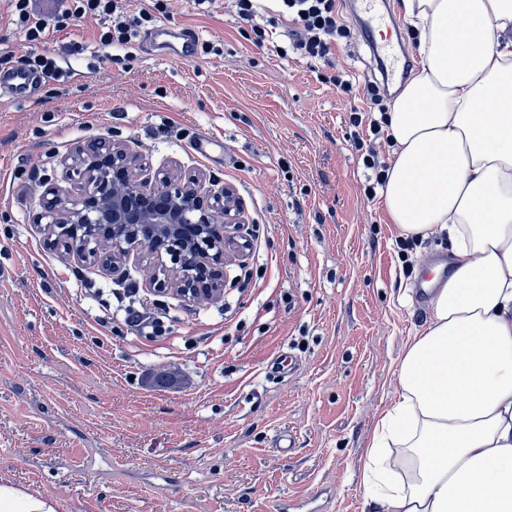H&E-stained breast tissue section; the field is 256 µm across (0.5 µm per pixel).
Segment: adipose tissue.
Masks as SVG:
<instances>
[{
    "mask_svg": "<svg viewBox=\"0 0 512 512\" xmlns=\"http://www.w3.org/2000/svg\"><path fill=\"white\" fill-rule=\"evenodd\" d=\"M421 67L390 105L381 191L452 271L397 367L364 486L382 512H512V0H403ZM0 512L56 503L0 479Z\"/></svg>",
    "mask_w": 512,
    "mask_h": 512,
    "instance_id": "ef3b65f1",
    "label": "adipose tissue"
}]
</instances>
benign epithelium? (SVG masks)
Masks as SVG:
<instances>
[{
    "instance_id": "benign-epithelium-1",
    "label": "benign epithelium",
    "mask_w": 512,
    "mask_h": 512,
    "mask_svg": "<svg viewBox=\"0 0 512 512\" xmlns=\"http://www.w3.org/2000/svg\"><path fill=\"white\" fill-rule=\"evenodd\" d=\"M69 189L40 199L41 232L64 258L121 277L130 257L146 254L155 272L145 288L188 304L223 297L226 267L247 256L244 207L235 191L207 176L158 172L142 179L139 156L123 142L95 137L60 161Z\"/></svg>"
}]
</instances>
